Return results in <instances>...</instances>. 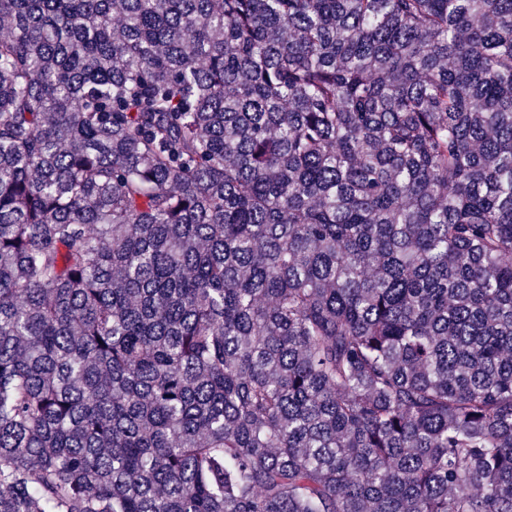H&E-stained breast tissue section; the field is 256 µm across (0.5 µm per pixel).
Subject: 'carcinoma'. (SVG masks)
Wrapping results in <instances>:
<instances>
[{
    "label": "carcinoma",
    "mask_w": 512,
    "mask_h": 512,
    "mask_svg": "<svg viewBox=\"0 0 512 512\" xmlns=\"http://www.w3.org/2000/svg\"><path fill=\"white\" fill-rule=\"evenodd\" d=\"M0 23V512H512V0Z\"/></svg>",
    "instance_id": "1"
}]
</instances>
